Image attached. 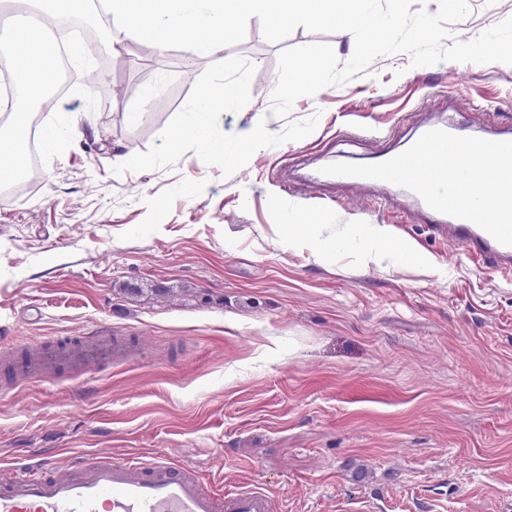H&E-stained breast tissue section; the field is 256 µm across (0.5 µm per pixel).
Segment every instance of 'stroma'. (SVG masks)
<instances>
[{
	"instance_id": "35a3bbf8",
	"label": "stroma",
	"mask_w": 512,
	"mask_h": 512,
	"mask_svg": "<svg viewBox=\"0 0 512 512\" xmlns=\"http://www.w3.org/2000/svg\"><path fill=\"white\" fill-rule=\"evenodd\" d=\"M467 3L451 40L512 17V0ZM208 35L189 25L161 52L130 24L39 115V180L0 199V328L104 329L143 359L17 389L23 358L0 364V466L172 452L213 486L265 484L282 512H512V276L476 268L403 187L311 195L314 169L371 163L428 124L511 130L512 65L381 57L277 116L279 54L326 44L344 63L352 33L270 42L253 17L218 55ZM275 224H385L401 249L364 266L354 237L318 258L282 250Z\"/></svg>"
}]
</instances>
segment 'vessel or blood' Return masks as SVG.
I'll use <instances>...</instances> for the list:
<instances>
[{"instance_id":"1","label":"vessel or blood","mask_w":512,"mask_h":512,"mask_svg":"<svg viewBox=\"0 0 512 512\" xmlns=\"http://www.w3.org/2000/svg\"><path fill=\"white\" fill-rule=\"evenodd\" d=\"M433 231L461 245L478 267L512 272V246L475 223L425 208ZM27 379L54 378L69 364L90 373L106 365L129 366L138 348L122 337L86 331L55 341L28 343ZM280 504L262 485L224 491L207 486L191 465L162 454L150 458L72 456L64 465L9 467L0 477V512H279Z\"/></svg>"}]
</instances>
